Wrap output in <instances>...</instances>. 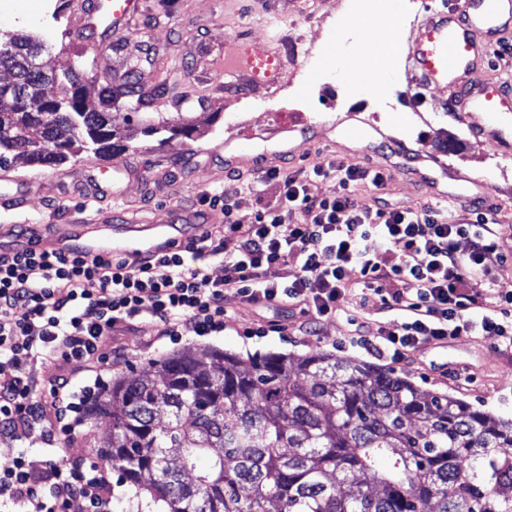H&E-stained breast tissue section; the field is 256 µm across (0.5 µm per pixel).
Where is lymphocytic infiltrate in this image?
Here are the masks:
<instances>
[{
    "label": "lymphocytic infiltrate",
    "mask_w": 512,
    "mask_h": 512,
    "mask_svg": "<svg viewBox=\"0 0 512 512\" xmlns=\"http://www.w3.org/2000/svg\"><path fill=\"white\" fill-rule=\"evenodd\" d=\"M334 174L329 197L312 195L310 176ZM273 202L242 224L224 204V240L204 239L192 253L174 251L138 266L114 255L101 261L32 251L0 253V440L17 442L41 429L46 441L70 439L101 382L73 391L67 382L39 395L22 358L60 357L108 369L101 340L133 321L148 319L159 338L217 336L229 323L226 295L242 303H289L310 316L308 333L344 311L358 292L357 309L396 312L376 335L349 344L396 364L421 343L480 335L512 351V290L493 270L504 258L489 211L472 222L434 206L355 208L350 189L386 187L376 168L331 163L307 175L279 167L260 170ZM232 249H224V241ZM400 253H393L394 245ZM224 259V276L210 279L189 266L188 255ZM0 512H112V470L98 461L50 454L32 465L25 452L0 464Z\"/></svg>",
    "instance_id": "obj_1"
}]
</instances>
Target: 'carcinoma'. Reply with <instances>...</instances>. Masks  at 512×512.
Wrapping results in <instances>:
<instances>
[{"label":"carcinoma","instance_id":"obj_1","mask_svg":"<svg viewBox=\"0 0 512 512\" xmlns=\"http://www.w3.org/2000/svg\"><path fill=\"white\" fill-rule=\"evenodd\" d=\"M44 51L0 31V68L15 72L0 83L13 101L0 112L1 167L18 142L46 145L28 153L45 167L118 147L112 107L126 92L103 84L91 108L76 70L28 68ZM158 373L113 381L95 417L112 418L102 458L164 512H512V421L392 369L319 351L244 361L209 349L164 358Z\"/></svg>","mask_w":512,"mask_h":512}]
</instances>
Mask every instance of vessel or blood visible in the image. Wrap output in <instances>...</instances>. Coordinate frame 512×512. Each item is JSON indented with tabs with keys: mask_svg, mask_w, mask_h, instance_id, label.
Segmentation results:
<instances>
[{
	"mask_svg": "<svg viewBox=\"0 0 512 512\" xmlns=\"http://www.w3.org/2000/svg\"><path fill=\"white\" fill-rule=\"evenodd\" d=\"M506 0H448L432 10L411 39L408 60L411 83L417 87L444 88L451 109L474 135L487 124L512 116V85L497 81L474 82L471 73L485 60L493 38L512 24V12L504 13ZM145 8V0H79L73 8L72 29L83 45H96V30L108 35H131ZM285 58L277 42L240 35L226 44L223 57L205 60L198 77L223 81L224 96L231 99L267 88L282 77ZM27 198L17 194L0 200V208L14 213L0 223V241L11 250H33L85 261L118 253L141 262L173 250L195 246L222 223L216 213L178 210L162 222L128 209L107 216H74L49 234H42L26 214Z\"/></svg>",
	"mask_w": 512,
	"mask_h": 512,
	"instance_id": "b4317fda",
	"label": "vessel or blood"
}]
</instances>
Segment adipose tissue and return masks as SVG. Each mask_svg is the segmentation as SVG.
Segmentation results:
<instances>
[{
    "label": "adipose tissue",
    "instance_id": "1",
    "mask_svg": "<svg viewBox=\"0 0 512 512\" xmlns=\"http://www.w3.org/2000/svg\"><path fill=\"white\" fill-rule=\"evenodd\" d=\"M336 69L356 90L369 94L381 93L400 77L394 47L378 44L374 45L371 56L354 61L337 55Z\"/></svg>",
    "mask_w": 512,
    "mask_h": 512
}]
</instances>
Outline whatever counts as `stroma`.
<instances>
[{"instance_id": "1", "label": "stroma", "mask_w": 512, "mask_h": 512, "mask_svg": "<svg viewBox=\"0 0 512 512\" xmlns=\"http://www.w3.org/2000/svg\"><path fill=\"white\" fill-rule=\"evenodd\" d=\"M46 0H0V28L32 33L47 46L46 59L56 72L82 67L83 84L90 100H97L98 85L90 62L92 50L62 38L69 18L53 20L44 10ZM345 0H314L313 15L276 17L269 14L266 0H148L137 35L112 50V67L122 71L128 57L142 61L137 75L143 90L156 79L151 62H159L171 75L173 96L158 100L145 117L176 122L188 112L197 123L193 138L175 136L167 140L135 133L138 150L114 152L113 170L129 165L141 168L138 180L124 183L122 198L112 199V181L85 170L84 160H67L55 168L27 163L23 146L13 150L12 181L0 180V198L26 192L30 219L54 214L58 221L84 212L137 209L140 215L158 221L176 208L211 210L205 193L218 189L235 205L242 223L273 199L271 188L254 180L255 163L292 170L310 171L336 161L352 167L384 170L386 190L354 186L355 207L370 204L386 210L409 209L431 204L444 210L458 209L457 192L470 187L486 190L485 200L493 208L500 244L509 259L498 268V285L512 290V159H502L496 150L500 136H512V121L491 124L482 139L441 105L442 92H426V105L407 93L408 75L391 84L384 96L349 92L347 84L332 72L331 55L337 45L359 50L357 28L340 27ZM257 39L293 36L301 50L310 52V63L288 76L281 103L302 109L306 130L288 131L268 117V102L262 94L233 103L213 93L209 85L195 79L194 64L202 51L234 41L240 32ZM194 95L178 101L185 90ZM357 124L365 134L357 140L345 136L347 126ZM224 308L233 323L220 336H186L172 342L147 345L142 328L131 327L103 337L102 349L112 355V368L105 380L140 374L157 378L155 363L172 354H190L217 348L248 358L277 352L301 356L322 351L374 367L382 362L364 349L343 345L352 334H376L389 314L376 310L358 313L355 321L338 315L321 322L316 335L305 332L308 315L289 304L246 305L229 296ZM275 324L287 326V335L272 332ZM265 335H256L258 327ZM24 365L38 390L48 392L61 376L72 388L93 382L95 375L59 358H28ZM397 374L420 389L445 394L495 416L512 419V352L492 348L488 339L462 336L445 342L422 344L407 362L396 365ZM112 439V421H82L73 439L59 441L64 459L97 456Z\"/></svg>"}]
</instances>
